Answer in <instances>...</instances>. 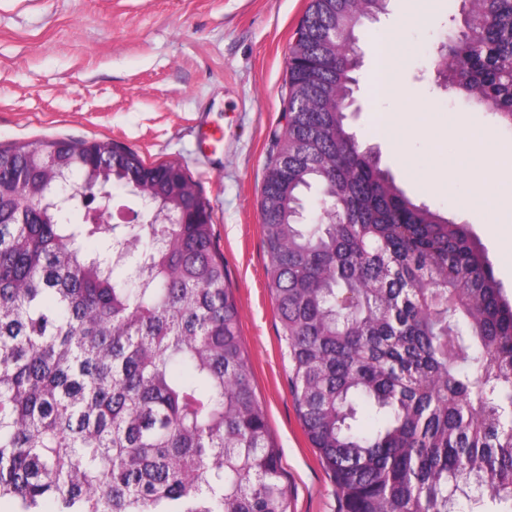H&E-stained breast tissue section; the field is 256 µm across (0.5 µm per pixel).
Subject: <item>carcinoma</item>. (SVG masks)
Listing matches in <instances>:
<instances>
[{
	"mask_svg": "<svg viewBox=\"0 0 512 512\" xmlns=\"http://www.w3.org/2000/svg\"><path fill=\"white\" fill-rule=\"evenodd\" d=\"M387 2L310 0L289 48L260 217L290 392L342 512H453L473 485L512 512V304L464 225L348 124L360 29ZM487 7L488 25L453 20L435 81L512 128V0ZM116 186L148 202L142 223L72 222ZM282 474L185 169L111 139L0 146V500L288 512Z\"/></svg>",
	"mask_w": 512,
	"mask_h": 512,
	"instance_id": "carcinoma-1",
	"label": "carcinoma"
}]
</instances>
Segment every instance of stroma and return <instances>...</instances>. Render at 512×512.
Wrapping results in <instances>:
<instances>
[{"instance_id":"35a3bbf8","label":"stroma","mask_w":512,"mask_h":512,"mask_svg":"<svg viewBox=\"0 0 512 512\" xmlns=\"http://www.w3.org/2000/svg\"><path fill=\"white\" fill-rule=\"evenodd\" d=\"M310 0H0V144L42 138H110L149 162H177L208 200L227 283L240 311L253 384L267 413L294 512H340L335 487L298 418L265 273L259 201L269 136L283 123L286 58ZM460 0L412 12L389 0L365 22L349 123L360 144L413 200L467 225L512 299V229L501 226L505 187L483 195L448 184L461 163L460 126L512 161V129L468 111L435 84L431 59ZM398 46L396 95L373 97L372 46ZM427 112L433 138L398 126L373 136L378 113Z\"/></svg>"}]
</instances>
